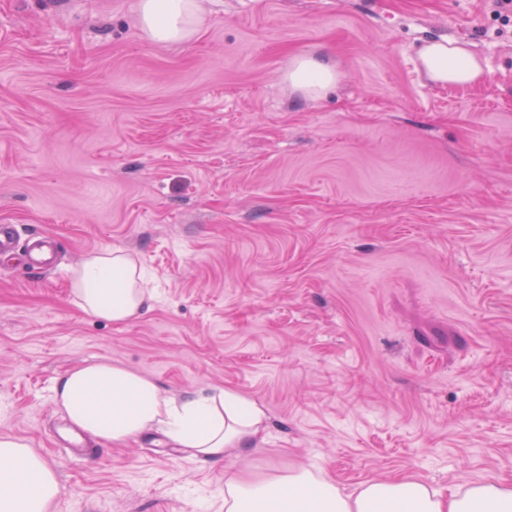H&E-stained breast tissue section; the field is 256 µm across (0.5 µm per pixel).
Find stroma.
<instances>
[{
	"instance_id": "1",
	"label": "stroma",
	"mask_w": 512,
	"mask_h": 512,
	"mask_svg": "<svg viewBox=\"0 0 512 512\" xmlns=\"http://www.w3.org/2000/svg\"><path fill=\"white\" fill-rule=\"evenodd\" d=\"M199 5L162 44L138 0H0V222L59 247L0 260V435L56 471L54 512H224L225 475L300 465L347 493L512 482V26L484 0ZM441 36L481 83L426 78ZM300 53L339 72L319 98L284 80ZM105 248L157 291L125 323L72 301ZM95 361L257 401V452L68 448L54 386Z\"/></svg>"
}]
</instances>
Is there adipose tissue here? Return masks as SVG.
I'll return each instance as SVG.
<instances>
[{
	"mask_svg": "<svg viewBox=\"0 0 512 512\" xmlns=\"http://www.w3.org/2000/svg\"><path fill=\"white\" fill-rule=\"evenodd\" d=\"M139 22L156 42L183 41L199 24L198 0H139ZM419 60L438 85H475L483 76L461 40H429ZM285 80L293 92L314 99L336 84L338 73L325 58L301 54L292 58ZM72 294L85 313L114 323L138 316L152 298L140 263L112 248L73 269ZM54 402L73 430L96 442L122 444L156 429L172 447L214 462L250 454L266 422L263 406L235 391L178 400L149 376L109 361L65 372L56 381ZM57 494L55 470L27 443L0 437V512H51ZM224 512H512V484L491 477L445 494L404 477L369 481L347 494L320 471L299 466L257 479L225 477Z\"/></svg>",
	"mask_w": 512,
	"mask_h": 512,
	"instance_id": "adipose-tissue-1",
	"label": "adipose tissue"
}]
</instances>
